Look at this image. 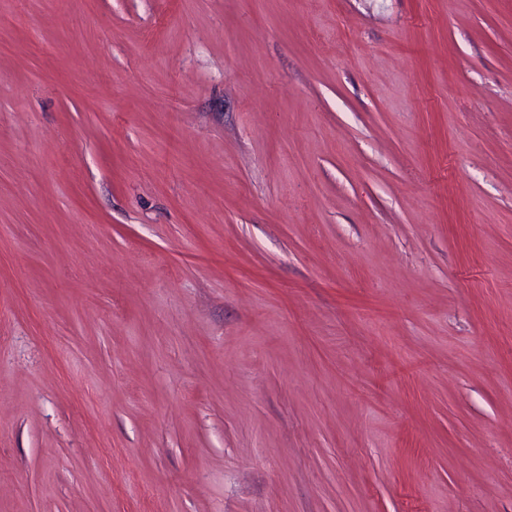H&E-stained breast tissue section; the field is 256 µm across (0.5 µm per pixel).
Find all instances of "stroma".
Listing matches in <instances>:
<instances>
[{
	"instance_id": "35a3bbf8",
	"label": "stroma",
	"mask_w": 512,
	"mask_h": 512,
	"mask_svg": "<svg viewBox=\"0 0 512 512\" xmlns=\"http://www.w3.org/2000/svg\"><path fill=\"white\" fill-rule=\"evenodd\" d=\"M0 512H512V0H0Z\"/></svg>"
}]
</instances>
